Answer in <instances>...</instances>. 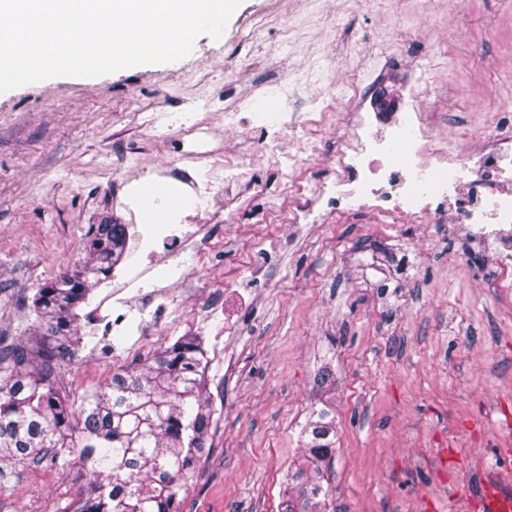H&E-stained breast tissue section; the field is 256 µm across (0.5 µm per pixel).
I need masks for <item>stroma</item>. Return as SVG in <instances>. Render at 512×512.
<instances>
[{
	"label": "stroma",
	"mask_w": 512,
	"mask_h": 512,
	"mask_svg": "<svg viewBox=\"0 0 512 512\" xmlns=\"http://www.w3.org/2000/svg\"><path fill=\"white\" fill-rule=\"evenodd\" d=\"M336 39L318 23L317 0H242L222 39L199 37L185 58L87 77H58L0 93V339L38 332L29 303L37 288L87 259L91 225L123 215L112 196L144 217L147 191L165 189L166 218L185 189L166 166L177 140L146 144L138 108L182 112L190 100L229 96L238 121L285 112L312 128L333 123L350 92L320 96L337 80L322 58L377 71L359 111L395 112L420 72L430 109L449 127L483 125L512 112V0H331ZM272 15L263 43L237 32ZM457 29L449 37V29ZM371 44L383 57L361 53ZM224 252L190 268L195 299L172 288L174 325L134 337L106 336L79 310L85 346L57 362L74 405L135 370L181 336L207 351L214 421L182 512H278L288 473L301 460L299 432L319 398L323 364L336 375V454L325 468V512H482L480 481L493 470L512 485V272L458 224H376L361 217L303 225L273 239L259 275L246 271L255 246L247 225L212 224ZM377 240L396 266L383 285L363 283L353 248ZM238 276L224 314L237 332L206 320L210 288ZM86 473L49 463L0 469V512H74Z\"/></svg>",
	"instance_id": "35a3bbf8"
}]
</instances>
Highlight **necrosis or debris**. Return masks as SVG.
Here are the masks:
<instances>
[{
	"label": "necrosis or debris",
	"instance_id": "necrosis-or-debris-1",
	"mask_svg": "<svg viewBox=\"0 0 512 512\" xmlns=\"http://www.w3.org/2000/svg\"><path fill=\"white\" fill-rule=\"evenodd\" d=\"M430 93L421 79L409 92L407 109L352 113L344 130L334 136V150L325 157L336 168L335 178L313 181L308 191L300 188L302 155L310 149L305 132L279 113H262L261 124L250 132L277 156L284 187L264 193V204L252 214V223L277 219L295 228L351 214L393 224H460L494 250L502 267H512V114L502 113L482 128H460L455 143L448 145L431 134L439 122L437 114L421 109ZM142 126L151 139L183 138L208 159L210 175L175 167L169 173L174 182L191 187L202 202V212L219 209L225 190L238 183L239 170L251 165L241 153L236 168H225V148L205 149L200 125L179 123L173 113H152ZM287 137L299 143V153L283 151ZM141 290L135 268L115 278L105 298L110 308L100 319L105 332L166 318L165 305H136Z\"/></svg>",
	"mask_w": 512,
	"mask_h": 512
}]
</instances>
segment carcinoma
<instances>
[{
  "label": "carcinoma",
  "mask_w": 512,
  "mask_h": 512,
  "mask_svg": "<svg viewBox=\"0 0 512 512\" xmlns=\"http://www.w3.org/2000/svg\"><path fill=\"white\" fill-rule=\"evenodd\" d=\"M127 248V225L104 223L89 235L81 270L51 280L31 299L41 335L52 345L18 344L0 384V462L87 466L75 512H180V492L205 450L212 422L205 350L199 336H182L138 370L112 375L79 409L62 397L49 371L55 357L74 358L83 337L76 308L90 286L111 272ZM361 272L385 273L392 257L379 245L356 243ZM302 464L292 474L296 494L282 512H317L327 494L323 470L336 446V411L312 409L301 431Z\"/></svg>",
  "instance_id": "carcinoma-1"
}]
</instances>
